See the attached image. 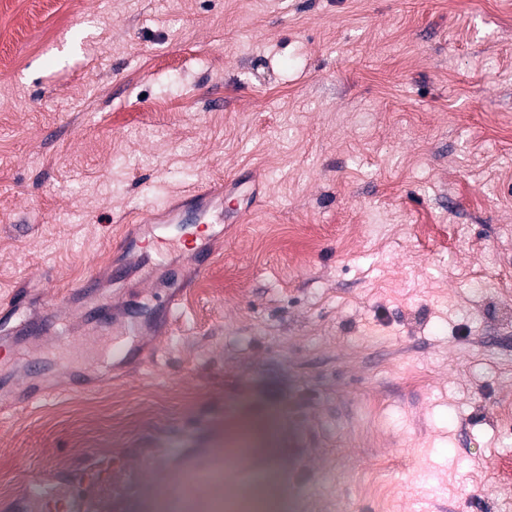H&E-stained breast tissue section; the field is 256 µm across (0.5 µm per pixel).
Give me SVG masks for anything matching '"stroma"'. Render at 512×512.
I'll list each match as a JSON object with an SVG mask.
<instances>
[{"mask_svg":"<svg viewBox=\"0 0 512 512\" xmlns=\"http://www.w3.org/2000/svg\"><path fill=\"white\" fill-rule=\"evenodd\" d=\"M0 303L98 305L145 325V364L75 352L35 407L43 344L0 359V502L30 471L137 476L122 512H168L180 474L222 498L278 470L275 512H512V0H0ZM223 191L197 241L114 252L149 204ZM121 276H113V268ZM180 294L183 318L151 323ZM272 456L236 454L239 423Z\"/></svg>","mask_w":512,"mask_h":512,"instance_id":"stroma-1","label":"stroma"}]
</instances>
